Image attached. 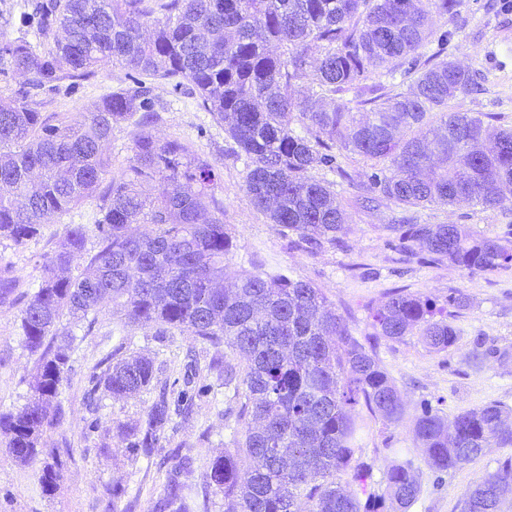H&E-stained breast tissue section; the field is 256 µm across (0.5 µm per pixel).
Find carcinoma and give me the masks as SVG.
I'll list each match as a JSON object with an SVG mask.
<instances>
[{
  "mask_svg": "<svg viewBox=\"0 0 512 512\" xmlns=\"http://www.w3.org/2000/svg\"><path fill=\"white\" fill-rule=\"evenodd\" d=\"M459 0H56L37 3L40 29L63 38L37 48L0 37V64L40 88L86 77L102 64L130 67L161 79H183L201 107L224 127L228 154L246 164L253 206L290 247L314 253L334 247L346 212L323 167L350 178L346 153L373 162L359 188L405 211L468 201L505 203L512 188V129L489 133L479 116L448 111L469 93L474 74L441 58L449 33L430 29L431 10L453 15ZM160 16H155V13ZM437 50L421 52L429 39ZM376 73L400 74L408 89L368 99L360 93ZM141 84L103 97L92 111L52 119L27 91L0 100V239L22 245L42 225L99 196L97 250L84 272L71 268L86 254L84 225L66 227V243L42 269L41 283L21 309L23 346L39 354L33 400L0 413V432L23 463L39 454L44 428L58 420L49 406L68 371L72 330L112 300L131 325L188 331L224 347V420L231 450L212 459L206 482L224 493V512H384L387 500L407 509L420 485L406 462L375 487L362 460L355 408L385 422L403 412L393 380L374 350L352 336L341 315L310 283L242 269L227 273L237 248L212 192V164L178 141L150 131L158 113ZM133 156L112 174L103 146L112 128L134 115ZM135 224L149 230L131 234ZM402 250L436 265L471 273L512 265V240L479 235L462 224H392ZM468 306L460 292L441 307L395 290L373 310L370 338L419 336L442 352L457 342L450 318ZM97 385L130 398L155 378L152 359L106 357ZM509 409L495 402L448 419L422 411L414 436L437 474L512 447ZM169 420L165 402L127 431L129 447L152 448ZM348 473L359 490H346ZM512 489V462L487 474L461 501V512H498ZM193 488L173 482L161 508L191 512Z\"/></svg>",
  "mask_w": 512,
  "mask_h": 512,
  "instance_id": "cac0c4a2",
  "label": "carcinoma"
}]
</instances>
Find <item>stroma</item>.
<instances>
[{"mask_svg":"<svg viewBox=\"0 0 512 512\" xmlns=\"http://www.w3.org/2000/svg\"><path fill=\"white\" fill-rule=\"evenodd\" d=\"M31 2L0 0L1 36L39 43ZM432 27L449 32L448 59L473 72L478 82L472 93L451 99L449 111L480 114L494 128L512 127V60L497 69L487 56L494 44L512 39V0H460L455 16L433 14ZM138 81L149 88L159 113L154 136L184 142L214 166L213 192L224 202V222L237 243L227 261L230 270L258 261L268 272L311 283L360 339L371 331L372 307L394 289L440 304L454 289L468 297V307L453 320L458 340L450 350H430L417 336L379 343L378 362L400 393L404 415L396 424L365 417L360 441L374 481L382 480L392 461H412L421 491L407 512H461L463 495L486 473L511 461L512 447L489 449L439 479L416 447L413 427L426 407L449 418L493 401L512 409V268L471 274L447 264L404 261L390 229L399 208L381 198L363 201L360 189L319 168L313 169L314 177L336 183L347 212L346 232L336 247L316 253L290 248L287 237L254 208L243 162L228 157L223 128L201 107L190 83L176 86L108 64L84 79L53 82L35 100L43 115L72 117ZM98 205L97 198L85 200L44 224L26 244L0 241V268L10 267L17 281L15 299L0 303V412L17 410L33 398L37 357L21 344V298L38 287L41 265L61 249L66 225L92 226ZM417 215L423 223L464 224L489 237L512 239L510 202L494 209L468 203L431 206ZM74 333L71 368L57 398L63 416L43 433L35 462H17L0 433V512H155L172 478L196 487L194 512H224L223 493L203 483L209 461L232 445L224 421V380L213 366L223 359V349L204 345L186 331L162 335L153 325H127L108 302L101 305L94 327L81 324ZM114 349L153 358L152 385L131 398L115 399L102 391L88 397L104 370L102 358ZM477 349L489 353L479 368L470 362ZM182 390L196 395L189 417L173 416L151 455L128 448L126 427L144 420L160 396L172 401ZM57 461L63 465L61 477L45 489L41 470Z\"/></svg>","mask_w":512,"mask_h":512,"instance_id":"35a3bbf8","label":"stroma"}]
</instances>
